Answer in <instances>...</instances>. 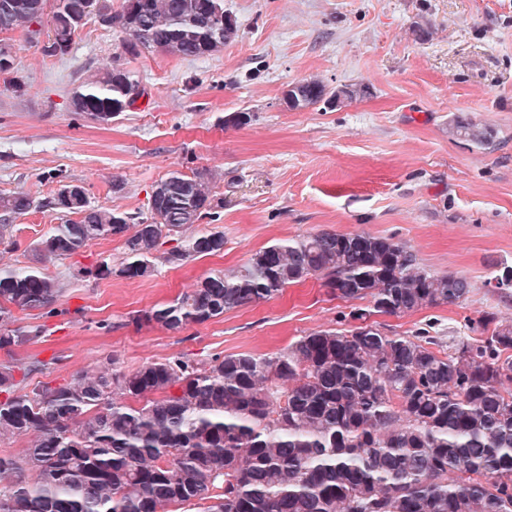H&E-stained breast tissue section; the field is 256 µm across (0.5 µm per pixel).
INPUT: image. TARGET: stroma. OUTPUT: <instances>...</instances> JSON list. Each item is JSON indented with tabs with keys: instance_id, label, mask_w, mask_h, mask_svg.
<instances>
[{
	"instance_id": "obj_1",
	"label": "stroma",
	"mask_w": 512,
	"mask_h": 512,
	"mask_svg": "<svg viewBox=\"0 0 512 512\" xmlns=\"http://www.w3.org/2000/svg\"><path fill=\"white\" fill-rule=\"evenodd\" d=\"M224 10L235 37L195 59L126 54L124 33L96 14L63 56L44 52L49 28L36 44L10 33L12 65L0 72V194L22 191L34 204L11 217L0 267L34 265L37 244L66 219L53 206L65 184L81 185L91 207L145 218L157 181L202 173L215 208L165 246L224 234L223 252L161 264L145 278L91 275L100 260L123 261L115 238L43 264L64 286L55 310L15 308L4 321L41 332L13 353L44 363L29 385L174 355L271 356L313 330L348 328L349 303L313 278L179 332L132 321L212 271L322 231L394 237L428 271L469 281L465 301L379 317L385 329L450 344L482 336L486 314L512 324V289L490 283L512 267V0H224ZM117 58L143 96L105 124L72 112V92ZM310 78L331 91H367L340 106L288 109V86ZM237 112L247 123L225 124ZM459 116L488 128L490 144L453 134Z\"/></svg>"
}]
</instances>
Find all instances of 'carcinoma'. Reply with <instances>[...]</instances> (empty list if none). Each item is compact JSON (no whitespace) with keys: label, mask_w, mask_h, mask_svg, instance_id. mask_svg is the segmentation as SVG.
<instances>
[{"label":"carcinoma","mask_w":512,"mask_h":512,"mask_svg":"<svg viewBox=\"0 0 512 512\" xmlns=\"http://www.w3.org/2000/svg\"><path fill=\"white\" fill-rule=\"evenodd\" d=\"M46 0H0V33L30 30ZM127 35L131 55L161 50L199 58L224 48L234 25L224 0H56L63 55L92 11ZM134 78L103 67L71 97L72 111L108 118L132 106ZM328 95L315 80L295 83L291 110ZM453 132L483 145L490 132L459 118ZM160 224H133L87 197L57 200L77 219L51 227L36 251L45 263L108 237L124 241L118 273L144 278L155 261L181 265L224 250L210 232L157 256L162 239L213 209L198 174L172 171L153 187ZM33 206L19 191L0 195L6 221ZM315 278L329 297L366 300L348 329L309 332L273 357L242 352L192 361L172 356L128 373L86 371L58 385L22 387L39 362L0 361V440L34 436L22 457L0 453V512H512V325L482 317L488 335L451 350L432 336H401L370 322L456 304L466 278L422 267L410 247L388 237L324 231L279 241L242 266L216 270L191 291L135 317L173 332L261 304L289 284ZM59 280L38 267L0 268L3 304L55 305ZM37 331L0 330V350ZM36 471L34 484L19 478Z\"/></svg>","instance_id":"carcinoma-1"}]
</instances>
